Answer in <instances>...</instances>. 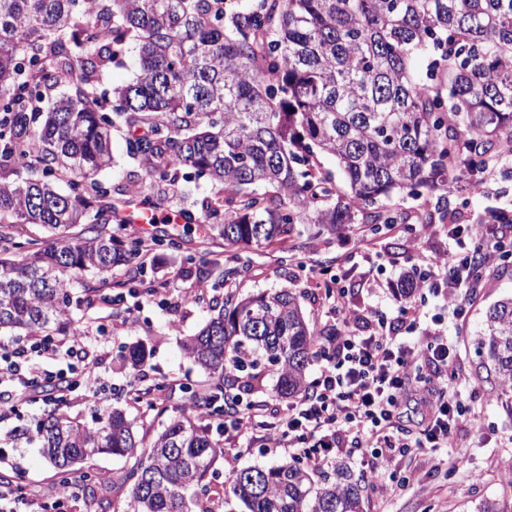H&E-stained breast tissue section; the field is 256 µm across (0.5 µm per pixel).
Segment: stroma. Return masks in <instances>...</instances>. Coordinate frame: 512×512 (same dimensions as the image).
I'll return each instance as SVG.
<instances>
[{
	"mask_svg": "<svg viewBox=\"0 0 512 512\" xmlns=\"http://www.w3.org/2000/svg\"><path fill=\"white\" fill-rule=\"evenodd\" d=\"M131 132V126L123 123L113 128V162L99 173V180L123 194L135 191L151 196L158 215H165L171 208L180 211L190 230L183 233L179 250L155 248L144 263L115 268L109 277L108 301L91 309L74 308L72 316L82 323L104 326L107 339L100 372L113 392L122 393L121 405L138 435H156L170 417L185 408V385L205 381V373L184 354L181 343L205 324L212 306L224 304L232 296L290 288L298 295L310 324L327 330L333 322L325 315V284L337 275L358 307L381 311L393 319L401 308L393 296V285L410 274L424 256L448 247L444 235L419 239L403 226L373 237L375 249L365 259L370 261L380 285L368 288L358 272L365 259L355 252L357 235L353 232L299 238V255L305 263L301 269L281 263V247L277 244L258 249L225 245L222 238L195 229L200 218L197 201L214 195L216 186L205 180H181L172 186L151 182L144 166L126 153ZM500 167L497 181L477 189L467 186L449 192V209L460 214L462 223H475L490 208L512 209V162L503 161ZM245 261L250 268L242 279L224 281L215 274L204 281L199 276L204 265L213 262L225 270ZM190 291L195 292L196 302L184 300V293ZM511 294L512 263L487 269L482 287L467 298L466 318L455 317L443 297H413V304L423 305L426 312L421 328L440 331L454 346L456 375L450 379L449 388L475 409L480 429L460 432L467 457L453 474L434 471L423 457L397 458L396 469L414 471L416 484L387 501L380 493L368 491L365 512H466L471 502L486 496L512 498V483L504 480L498 467L501 459L512 455V410L506 408L498 387L476 378L482 362L476 341L485 312ZM139 340L147 341L150 356L136 371L122 366L120 356L125 346ZM159 383L167 386L165 413L148 409L128 395L131 387L149 388ZM43 411V403L31 402L0 415V479L24 484L28 491L38 493L52 486L50 468L42 464L35 449L6 443L5 435L22 420Z\"/></svg>",
	"mask_w": 512,
	"mask_h": 512,
	"instance_id": "obj_1",
	"label": "stroma"
}]
</instances>
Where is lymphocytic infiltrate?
Wrapping results in <instances>:
<instances>
[{
	"mask_svg": "<svg viewBox=\"0 0 512 512\" xmlns=\"http://www.w3.org/2000/svg\"><path fill=\"white\" fill-rule=\"evenodd\" d=\"M436 235L437 225H424ZM452 245L448 251L424 258L415 273L416 288L447 299L457 317L467 315L465 295L476 288L467 270L504 263L499 245L512 243V225L501 224L493 239L478 242L470 224L443 229ZM336 334L328 340L326 364L312 382L309 394L264 419L258 407L238 405L224 418L225 462L234 466L240 439L262 441L264 448H285L322 465L330 456L358 454L364 477L383 495L409 485V476L397 475L395 457L433 454L436 466L458 468L459 431L475 427L476 413L448 393L452 365L446 336L427 331L414 336L416 306L401 308L397 322L375 310L355 307L344 287H337L328 306ZM91 329L58 339L34 336L25 343L0 344V385L8 384L17 400L46 390L52 402L65 401L85 386L103 391L100 353L85 351ZM70 356L63 368L43 367L42 359Z\"/></svg>",
	"mask_w": 512,
	"mask_h": 512,
	"instance_id": "lymphocytic-infiltrate-1",
	"label": "lymphocytic infiltrate"
}]
</instances>
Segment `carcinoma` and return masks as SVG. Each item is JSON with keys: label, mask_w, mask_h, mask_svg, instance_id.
I'll return each mask as SVG.
<instances>
[{"label": "carcinoma", "mask_w": 512, "mask_h": 512, "mask_svg": "<svg viewBox=\"0 0 512 512\" xmlns=\"http://www.w3.org/2000/svg\"><path fill=\"white\" fill-rule=\"evenodd\" d=\"M139 78L97 92L125 51ZM146 123L128 156L154 182L205 177L220 199L197 201L201 223L229 246L287 243L363 224L372 233L407 217L396 194L435 201L417 223L448 218V184L497 178L512 157V0H0V328L70 336L72 307L101 296L75 291L76 274L128 265L141 241L106 224L118 207L98 174L112 163L116 122ZM330 156L345 186L323 172ZM64 182L67 191L57 190ZM491 233L512 210L480 218ZM38 224L54 241L20 240ZM84 225L73 237L69 230ZM184 353L209 377L192 390L199 409L137 435L119 406L95 427L55 410L18 437L35 442L63 488L75 476L95 499L98 454L133 457L119 476L127 512H192L208 495L223 442L201 413L236 406L230 371L277 369L276 391L308 388L326 339L289 288L227 301ZM479 349L487 377L512 381V297L486 312ZM139 342L127 350L144 364ZM224 490L245 512H364L365 487L344 464L301 456L234 471ZM470 512H512L486 497Z\"/></svg>", "instance_id": "cac0c4a2"}]
</instances>
